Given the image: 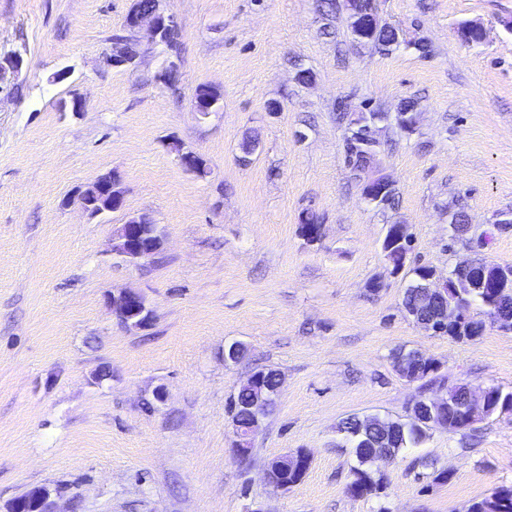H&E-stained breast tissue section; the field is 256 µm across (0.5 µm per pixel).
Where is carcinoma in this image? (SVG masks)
Listing matches in <instances>:
<instances>
[{"label":"carcinoma","mask_w":512,"mask_h":512,"mask_svg":"<svg viewBox=\"0 0 512 512\" xmlns=\"http://www.w3.org/2000/svg\"><path fill=\"white\" fill-rule=\"evenodd\" d=\"M466 225V206L459 202L456 204L451 224L448 225L451 239H464ZM426 269L425 265L413 267L411 286L404 291L402 305L412 318L425 315L438 323L447 318L448 305L457 302L462 295L467 296L471 307H479L486 311L495 310L500 314L512 316V292L503 293L495 288V282L491 277L478 290L466 282H461L459 287L448 292V296L424 302V296L417 292L416 286L425 285L418 273ZM481 330L482 320L471 316L461 325L447 326L441 335L455 341H471L481 336ZM408 356L409 353L405 351L395 353L393 366L400 377L409 383L418 384L417 400L413 405L415 416L394 418L378 414H351L343 418L337 426L341 443L343 447L350 449L354 460V465L350 469L352 480L349 490L356 496L378 497L388 488V477L377 474L373 469L375 456L386 453L394 457L409 448L419 447L429 437L430 429L425 426V422L431 419L433 411L426 406V392L434 388L446 389L448 406L439 412L438 416L448 423L447 430L458 432L469 428L466 419L458 410V406L464 402L469 392V384L455 382L447 386L446 377L439 374L438 361L414 362L408 359ZM260 373L263 377L260 390L240 388L231 398L229 413L232 420L243 428L252 423L257 402H268L270 407H275V403L269 402V399L276 394L277 370L263 367ZM487 401V416L512 414V391L491 385L487 387ZM267 469L270 487L276 491L286 492L302 479L308 469V462L303 458L295 466L290 467L288 457L282 456L269 460ZM467 512H512V489H499L485 498L472 502Z\"/></svg>","instance_id":"cac0c4a2"}]
</instances>
